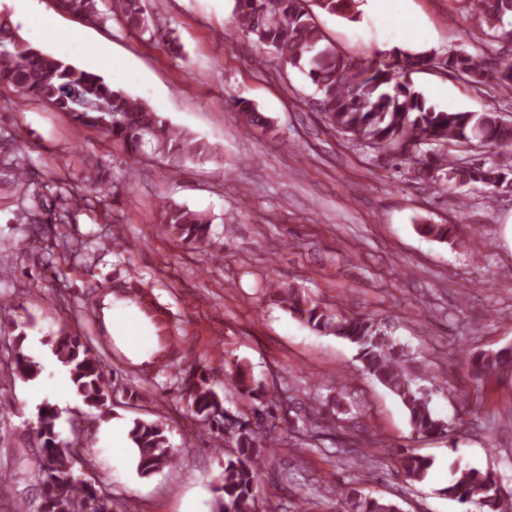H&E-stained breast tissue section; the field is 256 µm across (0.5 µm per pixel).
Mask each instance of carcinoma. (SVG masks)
<instances>
[{
	"label": "carcinoma",
	"instance_id": "carcinoma-1",
	"mask_svg": "<svg viewBox=\"0 0 512 512\" xmlns=\"http://www.w3.org/2000/svg\"><path fill=\"white\" fill-rule=\"evenodd\" d=\"M75 16L97 23L110 18L140 36L149 34L173 54L181 45L172 31L161 33L152 27L143 0H61ZM308 0H235L234 18L238 27L268 50L280 63L299 69L320 95L319 104L326 123L347 137L354 146L385 153L410 164L415 179L448 188L480 184L486 199L495 200L503 184L512 183V120L495 111L447 112L437 109L414 88L410 75L430 67L478 89L512 91V61L495 67L461 49L439 57L433 51L396 50L390 58L364 60L347 55L333 45L319 27ZM333 15L349 18L357 13V0H316ZM476 19L480 28L505 29L512 15V0H477ZM12 89L25 102L43 103L66 116L75 128H96L132 152L148 145L155 154L173 158L207 159L213 148L191 133L172 126L142 99L112 86L94 71L78 67L50 55L25 41L7 17L0 16V87ZM243 115V129L272 131L267 118L249 102L236 103ZM492 149L493 157L465 163L448 154V147ZM18 149L0 154V166L13 181L35 186L33 198L43 196L29 178L24 163L15 158ZM31 234L39 235L43 223L41 204L22 215ZM166 234L191 245H213L212 219L204 211L168 204L160 213ZM452 224H421L420 234L435 240L451 238ZM273 302L318 334L336 336L357 351L362 372L375 378L405 407L412 432L423 436L448 437L452 428L436 417L431 408V392L418 385L413 359L388 334L377 318L348 315L327 309L303 296L297 289L278 282L268 283ZM57 360L69 368L70 378L84 403L102 408L110 398L105 381L106 367L90 353L79 337L69 333L52 339ZM14 372L33 380L41 373L39 363L22 351V339L11 345ZM463 363L475 385L512 370V345L492 351H469ZM238 392L254 401L251 414L234 415L224 408V400L209 387L205 374H189L183 379L191 413L208 428L219 430L232 442L224 454V470L215 480L212 512H260L255 494L259 471L273 452L274 439L263 434L261 423L267 405L256 403L263 385L254 380L247 366L236 363L230 370ZM58 414L50 408L40 411L36 436L43 451L39 464L41 512H112V497L102 495L91 483H78L71 475L77 454L61 439ZM136 449L137 472L150 476L176 463L165 429L156 422L136 420L129 430ZM338 450L356 470L378 463L377 457L356 447L353 440L339 441ZM397 472L409 485L426 480L434 460L401 448L393 453ZM448 483L438 493L460 503H476L485 512H512L504 498L497 473L491 469L448 466ZM342 512H399L398 506L352 487L338 490Z\"/></svg>",
	"mask_w": 512,
	"mask_h": 512
}]
</instances>
